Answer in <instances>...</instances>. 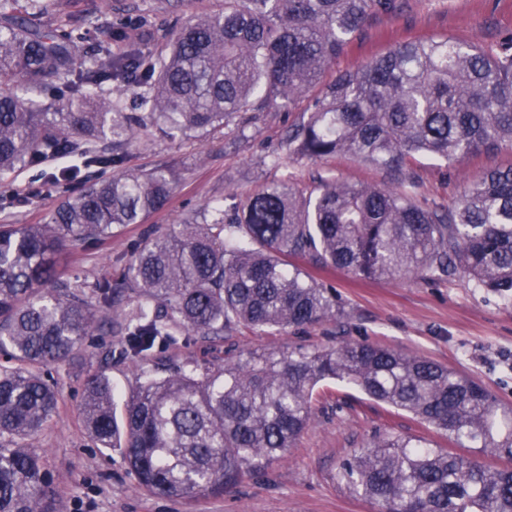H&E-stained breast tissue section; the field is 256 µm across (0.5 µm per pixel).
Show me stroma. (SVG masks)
Here are the masks:
<instances>
[{
	"label": "stroma",
	"mask_w": 512,
	"mask_h": 512,
	"mask_svg": "<svg viewBox=\"0 0 512 512\" xmlns=\"http://www.w3.org/2000/svg\"><path fill=\"white\" fill-rule=\"evenodd\" d=\"M223 6L224 0H185L182 6L165 10L159 0H112L113 9L149 16L157 42L196 15ZM511 33L512 0H409L403 15L372 21L332 70L354 69L398 42L449 37L494 49ZM311 102L307 95L288 110L256 105L239 113L233 124L195 140H173L158 133L132 147L125 163L112 168V175L174 167L182 177L170 202L144 223L114 235L111 242L88 247L80 259L62 257L61 267L87 284L106 273L120 276L133 244L144 234L167 231L176 219L214 196L223 197L230 209L271 184L285 183L307 195L323 179L389 183L384 170L348 155L314 161L289 152L288 131ZM510 165L512 146L505 145L491 155L453 162L418 156L406 175L417 204L448 207L482 171ZM58 166L53 160L41 169L18 172L16 186L35 191L36 196L1 209L0 224L43 222L63 198L62 191L43 187ZM308 273L335 289L341 316L283 330L238 325L226 329L217 342L183 331L136 362L124 355L123 337L101 332L69 362L41 368V375L58 392L57 407L48 424L25 445L43 454L53 478L51 512H375L374 505L353 496L339 481L343 462L379 434L449 445L447 438L411 414L370 400L355 387L329 382L322 387L310 423L283 457L257 465L218 496H155L140 486L119 453L99 448L86 430L80 411L84 383L100 371L125 395L147 377L189 359L220 365L227 357L251 350L324 348L352 339L429 358L481 382L502 404L512 405V299L473 288L463 278L360 281L337 269L312 267Z\"/></svg>",
	"instance_id": "1"
}]
</instances>
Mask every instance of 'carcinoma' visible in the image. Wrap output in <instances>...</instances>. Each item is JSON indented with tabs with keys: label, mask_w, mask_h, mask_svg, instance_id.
<instances>
[{
	"label": "carcinoma",
	"mask_w": 512,
	"mask_h": 512,
	"mask_svg": "<svg viewBox=\"0 0 512 512\" xmlns=\"http://www.w3.org/2000/svg\"><path fill=\"white\" fill-rule=\"evenodd\" d=\"M73 2L0 0V200L17 196L15 173L49 159L66 161L51 184H80L43 223L0 224V349L18 363L0 371V512H49L43 456L12 447L57 406L30 367L73 358L101 329L103 305L135 358L179 331L220 339L236 325L285 329L340 313L334 291L292 259L363 280L459 274L512 296V167L483 172L451 207L419 206L402 181L323 179L307 198L271 185L231 214L216 198L135 243L121 278L86 291L57 271L56 256L104 244L171 199L179 174L167 167L98 175L153 132L198 138L257 95L289 108L321 83L288 150L347 153L398 178L416 155L451 161L512 145V36L497 53L448 37L396 43L325 83L349 43L373 19L403 14L407 0H224L154 48L141 15L103 31L90 51L89 17L112 12V0ZM114 80L132 86L133 111L112 96ZM327 380L462 448L512 457V407L482 383L367 342L254 350L216 367L187 361L138 385L120 410L109 377L95 374L82 414L147 492L209 497L292 447ZM339 478L378 512H512V468L488 473L413 436L374 438Z\"/></svg>",
	"instance_id": "cac0c4a2"
}]
</instances>
